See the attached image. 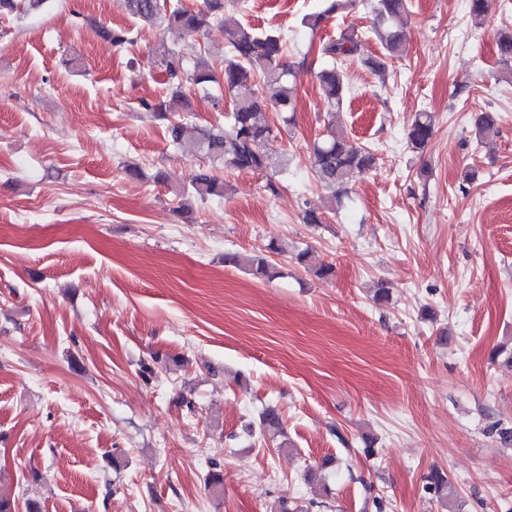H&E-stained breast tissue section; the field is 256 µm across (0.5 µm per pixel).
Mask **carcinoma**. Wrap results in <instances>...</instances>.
Returning <instances> with one entry per match:
<instances>
[{"label":"carcinoma","instance_id":"carcinoma-1","mask_svg":"<svg viewBox=\"0 0 512 512\" xmlns=\"http://www.w3.org/2000/svg\"><path fill=\"white\" fill-rule=\"evenodd\" d=\"M42 2L0 0V15L20 14L39 7ZM126 5L130 12L141 19H163L187 34L199 33L211 22L224 26L232 53L230 58L224 60L223 75L220 77L223 78L224 95L232 102V112L224 129L202 132L192 148L196 151L204 150L223 161L224 166L240 171L266 172L274 168L272 156L260 150L261 144L275 139L272 127L262 120L261 113L269 106L280 113L295 111L293 84L298 76L296 65L284 59V45L279 33L262 31L224 18L222 0H205V8L197 11L179 2L167 4L160 0H126ZM351 5L353 0H323V10L316 16L303 18L302 23L315 28L324 19ZM407 12L408 0H373L375 24L371 30L347 28L319 48V55L326 64L316 72V78L328 112V121L322 136L312 146L313 168L318 182L329 191L328 201L333 208L341 207L343 200L349 197L353 177L375 168L377 160L374 148L336 132V113L342 110L348 96L342 66L347 60L359 55L362 64L372 73L383 74L388 60L403 51V17ZM96 33L100 39L114 47L131 42L125 30L99 25ZM371 35L379 41L384 53L363 56L361 51ZM497 49L503 63L512 62V31L499 33ZM257 59L265 64L259 76L252 70V63ZM163 62L168 81L180 98L186 97L188 91L206 93L211 84L220 78L200 50L194 55L193 64L189 68L185 67L183 53L175 49L164 51ZM254 85L265 91L266 96L258 95L252 89ZM146 107L156 112L158 119L166 122L174 142L183 140V124L168 116L165 103L148 102ZM474 125L476 137L480 140L498 134V117L494 112L478 113ZM433 132V115L427 111L415 113L407 130L409 148L414 152L422 151L430 142ZM190 193L192 197L203 201L213 196H224L225 188L210 171L199 169L191 177ZM224 263L243 266L259 280H271L281 275L279 267L265 257L227 253L224 255ZM261 425L266 433L273 436L282 434L280 414L272 407L262 413ZM487 432L497 437L501 444L512 446V425L495 421L488 426ZM426 488L441 503H446L448 475L439 469L432 470Z\"/></svg>","mask_w":512,"mask_h":512}]
</instances>
